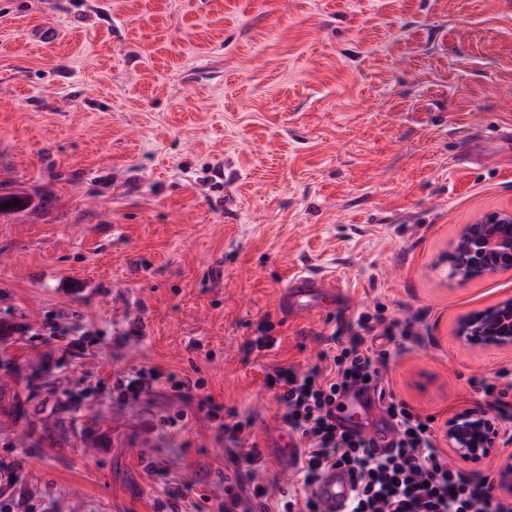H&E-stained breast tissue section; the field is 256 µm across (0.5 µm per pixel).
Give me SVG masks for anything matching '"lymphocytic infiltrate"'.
Segmentation results:
<instances>
[{
    "mask_svg": "<svg viewBox=\"0 0 512 512\" xmlns=\"http://www.w3.org/2000/svg\"><path fill=\"white\" fill-rule=\"evenodd\" d=\"M387 338L409 336L381 315L360 318L348 333H334L321 354L326 368L298 373L274 366L265 382L282 407V420L303 445L296 481L280 490L282 512H319L314 486L328 466L344 467L355 493L349 512H512L496 498L489 478L472 481L448 461L438 446L435 419L396 397L384 401L389 450L378 453L371 440L336 428V400L359 387L377 391L388 354L368 343L374 329Z\"/></svg>",
    "mask_w": 512,
    "mask_h": 512,
    "instance_id": "f902f5d3",
    "label": "lymphocytic infiltrate"
}]
</instances>
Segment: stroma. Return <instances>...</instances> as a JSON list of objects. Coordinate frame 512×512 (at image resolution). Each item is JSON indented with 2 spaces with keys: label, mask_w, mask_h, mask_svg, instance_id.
<instances>
[{
  "label": "stroma",
  "mask_w": 512,
  "mask_h": 512,
  "mask_svg": "<svg viewBox=\"0 0 512 512\" xmlns=\"http://www.w3.org/2000/svg\"><path fill=\"white\" fill-rule=\"evenodd\" d=\"M511 129L512 0H0V186L29 198L0 215V512H253L291 481L266 373L379 303L415 331L382 387L439 426L485 407L512 351L453 328L512 270L440 258L512 207ZM301 271L350 303L288 321ZM149 369L202 385L121 396ZM244 419L263 463L231 485ZM508 378H509V380H507V386L511 387L512 386V373L509 370H502V371L498 372V374L495 378L496 381L488 382L486 380H481L480 382L475 383L474 387L479 393H481V396L483 398L496 396L497 402L500 405H506L502 401V399L506 396V392L504 390L500 389V385L498 384V382L500 380H505Z\"/></svg>",
  "instance_id": "35a3bbf8"
}]
</instances>
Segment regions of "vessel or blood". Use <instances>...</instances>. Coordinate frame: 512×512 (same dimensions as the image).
<instances>
[{"mask_svg":"<svg viewBox=\"0 0 512 512\" xmlns=\"http://www.w3.org/2000/svg\"><path fill=\"white\" fill-rule=\"evenodd\" d=\"M348 293L333 280L311 274H298L290 278L280 297L281 307L293 317L330 313L347 306ZM371 401L368 392H351L339 401L336 411L337 424L359 431L371 438L376 451L386 450L388 433L371 429L367 411ZM319 512H347L353 496L349 473L342 467L326 468L314 487Z\"/></svg>","mask_w":512,"mask_h":512,"instance_id":"1","label":"vessel or blood"}]
</instances>
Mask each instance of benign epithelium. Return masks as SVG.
<instances>
[{
    "mask_svg": "<svg viewBox=\"0 0 512 512\" xmlns=\"http://www.w3.org/2000/svg\"><path fill=\"white\" fill-rule=\"evenodd\" d=\"M450 275L461 282L484 279L512 269V207L487 213L465 225L448 253ZM456 342L470 349L512 350V296L462 315L454 329ZM442 440L460 461L499 459L496 495L512 499V428L483 409H465L444 422Z\"/></svg>",
    "mask_w": 512,
    "mask_h": 512,
    "instance_id": "7a95c632",
    "label": "benign epithelium"
}]
</instances>
